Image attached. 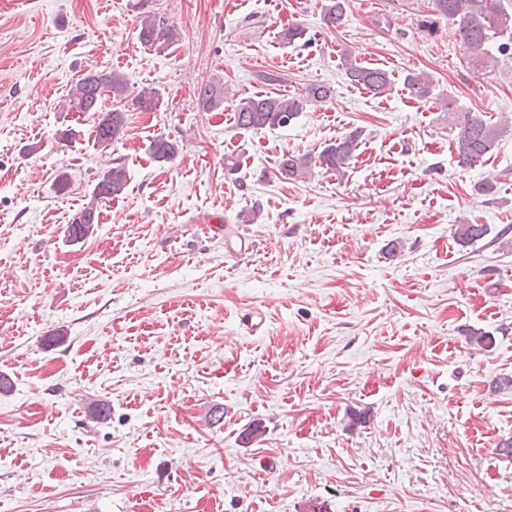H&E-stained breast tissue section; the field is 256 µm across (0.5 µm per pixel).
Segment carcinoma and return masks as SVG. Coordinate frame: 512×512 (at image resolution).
<instances>
[{
	"instance_id": "cac0c4a2",
	"label": "carcinoma",
	"mask_w": 512,
	"mask_h": 512,
	"mask_svg": "<svg viewBox=\"0 0 512 512\" xmlns=\"http://www.w3.org/2000/svg\"><path fill=\"white\" fill-rule=\"evenodd\" d=\"M432 4L434 10L453 26L472 63L489 69L494 67L496 59L487 48L493 39L500 41L498 52L505 53L512 49V11L502 4V0H432ZM348 8L349 0H329L323 15L324 23L332 27L342 25ZM139 35L143 43L162 50L176 41L178 32L162 20L147 17L141 21ZM343 61L349 79L364 89L378 95L391 86V78L386 70L360 66L348 57ZM405 84L410 93L419 98L430 96L432 81L421 74H408ZM197 94L202 108L209 112L220 109L224 104V86L220 82L201 86ZM106 95L122 103L123 107L102 111V99ZM331 95L329 86L314 84L306 89L303 96L285 97L267 93L248 97L237 108V126L245 130L283 128L298 117L307 102H324ZM158 102L159 98L152 90L143 89L134 97H129L127 79L112 70L90 71L83 75L75 85L71 98L75 111L100 113L94 133L96 143L103 149L110 147L122 134L127 108L148 111L157 107ZM445 107L454 114L459 166L468 167L493 150L503 133V127L474 112L454 109L449 102L445 103ZM361 136L362 130L356 128L314 157L290 156L283 160L279 174L284 179L303 178L317 166L342 176ZM150 151L153 158L170 161L175 158L178 147L174 142L160 137L151 143ZM127 183L125 166L119 162L112 163V167L104 171L95 184L90 202L66 226L68 239L78 242L93 234L98 223V203L122 194ZM487 232L484 224H460L456 237L459 242L470 244L482 239Z\"/></svg>"
}]
</instances>
